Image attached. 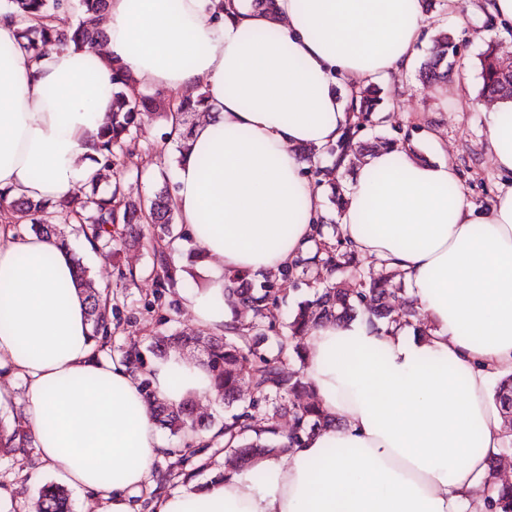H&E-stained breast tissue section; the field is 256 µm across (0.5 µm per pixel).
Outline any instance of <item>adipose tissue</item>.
<instances>
[{
	"mask_svg": "<svg viewBox=\"0 0 512 512\" xmlns=\"http://www.w3.org/2000/svg\"><path fill=\"white\" fill-rule=\"evenodd\" d=\"M109 0L103 50L54 47L35 61L0 14V190L73 196L95 170L112 110V64L138 87L203 90L204 117L179 156L172 205L188 226L204 284L182 291L205 331L236 318L227 276L275 273L312 246L323 197L297 148H322L353 122L346 96L414 63L422 0ZM482 112L486 149L512 172V101ZM434 160L381 149L346 191L338 221L364 258L406 274L425 334L327 323L305 336V374L326 414L302 447L162 497L155 512H467L503 445L492 380L512 372V186L489 211L456 186L435 130ZM70 251L0 216V376L22 379L37 461L134 512L162 452L151 400L215 395L207 369L170 351L143 388L91 335ZM262 480H255L254 472Z\"/></svg>",
	"mask_w": 512,
	"mask_h": 512,
	"instance_id": "obj_1",
	"label": "adipose tissue"
}]
</instances>
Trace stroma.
<instances>
[{
	"instance_id": "1",
	"label": "stroma",
	"mask_w": 512,
	"mask_h": 512,
	"mask_svg": "<svg viewBox=\"0 0 512 512\" xmlns=\"http://www.w3.org/2000/svg\"><path fill=\"white\" fill-rule=\"evenodd\" d=\"M486 0H438L418 45V58H425L434 36L447 31L461 47L460 71L455 76V89L432 91L424 87L418 69H411L383 82V122L374 130L384 139H410L420 157L429 158L422 134L436 125L448 147V157L456 168L457 183L468 201L489 208L502 187L512 185V173L492 166L486 159L485 119L482 113L466 106L469 96L481 88L479 57L488 41L498 43L502 52L512 51V23L488 25L481 7ZM168 128L162 117L144 115L137 133V147L120 157L118 172L125 191L142 199H150L165 183H174L178 161L175 142L169 141ZM167 241L130 253L100 251L96 258L86 259L92 279L103 284L112 297L117 327L107 345L113 357L123 356L129 345L145 349L152 337L179 331L197 333L191 314L176 291L159 288L152 273L155 250L168 249ZM152 361V354L144 356ZM165 451L155 464L156 472L169 473L164 488L149 487L137 497V512H154L152 505L167 493L207 482L215 471L224 467V447L217 441L197 448L187 461H179L175 451L183 447L180 436L161 430ZM194 470L193 480L184 479L183 470ZM51 478L47 469L38 467L32 454L0 458V488L15 502V512H35L41 488Z\"/></svg>"
}]
</instances>
